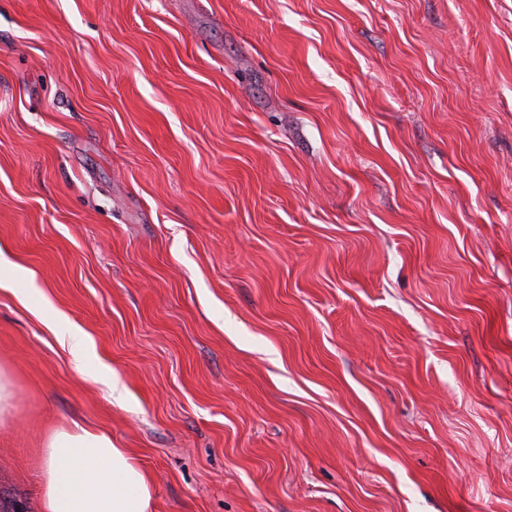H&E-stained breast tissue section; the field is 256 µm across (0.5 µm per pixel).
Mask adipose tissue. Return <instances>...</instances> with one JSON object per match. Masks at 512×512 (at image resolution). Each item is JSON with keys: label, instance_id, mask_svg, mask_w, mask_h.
Wrapping results in <instances>:
<instances>
[{"label": "adipose tissue", "instance_id": "1", "mask_svg": "<svg viewBox=\"0 0 512 512\" xmlns=\"http://www.w3.org/2000/svg\"><path fill=\"white\" fill-rule=\"evenodd\" d=\"M42 499L44 512H150V481L109 436L77 425L46 442Z\"/></svg>", "mask_w": 512, "mask_h": 512}]
</instances>
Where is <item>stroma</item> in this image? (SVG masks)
Returning a JSON list of instances; mask_svg holds the SVG:
<instances>
[{"label": "stroma", "instance_id": "stroma-1", "mask_svg": "<svg viewBox=\"0 0 512 512\" xmlns=\"http://www.w3.org/2000/svg\"><path fill=\"white\" fill-rule=\"evenodd\" d=\"M0 371L10 512H512V0H0ZM61 342L64 346H68L77 363L98 360L86 336L77 329L67 327L61 336ZM44 512H150V481L139 463L106 434L74 424L44 448Z\"/></svg>", "mask_w": 512, "mask_h": 512}]
</instances>
